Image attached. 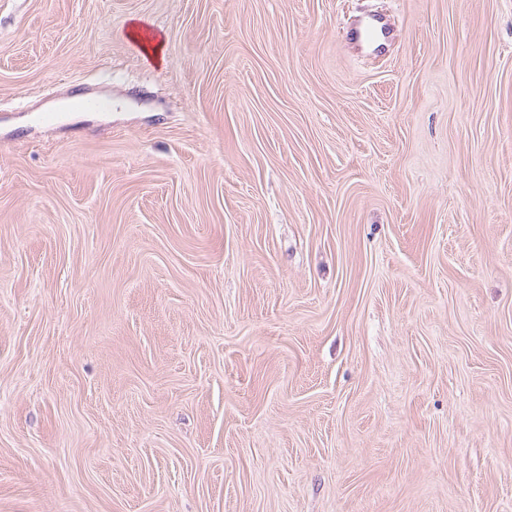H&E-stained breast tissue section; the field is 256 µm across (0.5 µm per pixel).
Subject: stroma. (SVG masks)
Listing matches in <instances>:
<instances>
[{
    "label": "stroma",
    "instance_id": "35a3bbf8",
    "mask_svg": "<svg viewBox=\"0 0 512 512\" xmlns=\"http://www.w3.org/2000/svg\"><path fill=\"white\" fill-rule=\"evenodd\" d=\"M0 512H512V0H0ZM130 36L145 50L148 56L158 61L162 57L163 38L142 24L132 22L129 25Z\"/></svg>",
    "mask_w": 512,
    "mask_h": 512
}]
</instances>
